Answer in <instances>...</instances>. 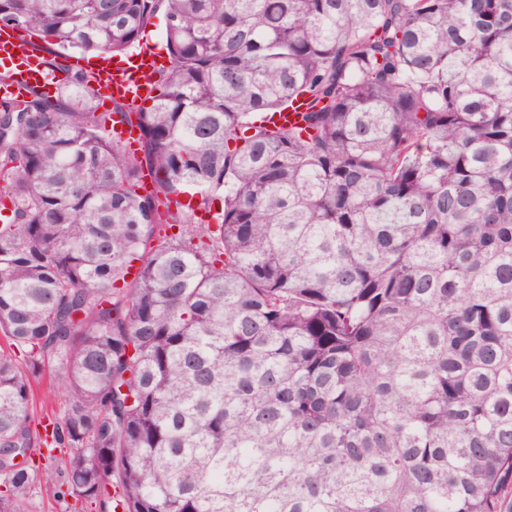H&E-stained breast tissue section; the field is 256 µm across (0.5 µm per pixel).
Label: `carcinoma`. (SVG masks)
Listing matches in <instances>:
<instances>
[{
  "instance_id": "carcinoma-1",
  "label": "carcinoma",
  "mask_w": 512,
  "mask_h": 512,
  "mask_svg": "<svg viewBox=\"0 0 512 512\" xmlns=\"http://www.w3.org/2000/svg\"><path fill=\"white\" fill-rule=\"evenodd\" d=\"M159 16L151 104L99 111L65 50L124 56ZM0 25L64 74L0 99V512L37 472L69 509L512 512V0H0ZM297 97L306 126L272 125ZM34 391V413L36 420L42 416L61 415L64 410L63 387L55 371L46 370L31 380Z\"/></svg>"
}]
</instances>
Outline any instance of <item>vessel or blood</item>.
<instances>
[{
    "label": "vessel or blood",
    "mask_w": 512,
    "mask_h": 512,
    "mask_svg": "<svg viewBox=\"0 0 512 512\" xmlns=\"http://www.w3.org/2000/svg\"><path fill=\"white\" fill-rule=\"evenodd\" d=\"M39 54H29L24 68L14 69L9 85L0 86L1 97H22L26 89L43 79ZM157 62L154 52L148 47L127 56L114 65L90 69L89 74L99 92L113 100L132 99L141 101L151 93L150 75Z\"/></svg>",
    "instance_id": "vessel-or-blood-1"
}]
</instances>
